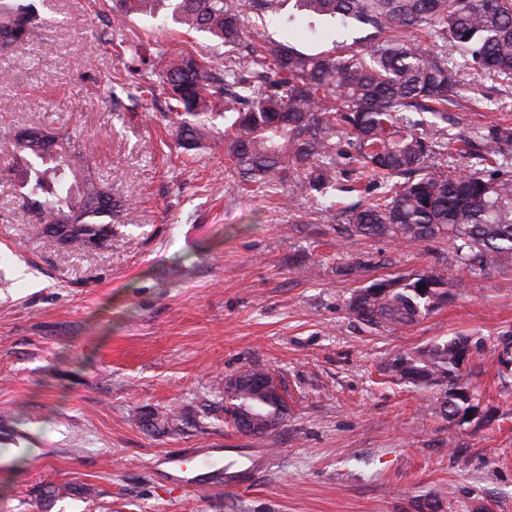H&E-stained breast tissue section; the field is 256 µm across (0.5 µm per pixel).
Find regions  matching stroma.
<instances>
[{
  "mask_svg": "<svg viewBox=\"0 0 512 512\" xmlns=\"http://www.w3.org/2000/svg\"><path fill=\"white\" fill-rule=\"evenodd\" d=\"M45 29L0 55V134L65 129L96 174L132 204L106 249L63 256L35 224L0 153V512H512V261L471 274L448 244L366 238L339 249L344 216L312 197L294 208L224 171L223 120L199 151L177 144L163 94L147 96L128 51L195 50L210 35L110 0H45ZM127 46L120 54L116 45ZM91 57L93 68L76 62ZM449 130L512 122V86L463 75ZM372 260L355 274L356 254ZM443 269L450 296L413 325L368 324L356 289ZM458 336L477 410L449 422L430 390L389 379L401 353ZM269 370L288 415L266 435L224 422V380ZM174 411L182 431L152 427ZM184 448L267 453L252 486L172 483L159 460Z\"/></svg>",
  "mask_w": 512,
  "mask_h": 512,
  "instance_id": "stroma-1",
  "label": "stroma"
}]
</instances>
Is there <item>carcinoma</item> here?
Wrapping results in <instances>:
<instances>
[{"label":"carcinoma","mask_w":512,"mask_h":512,"mask_svg":"<svg viewBox=\"0 0 512 512\" xmlns=\"http://www.w3.org/2000/svg\"><path fill=\"white\" fill-rule=\"evenodd\" d=\"M127 17L170 14L188 32H206L235 54L213 61L198 53L171 60L162 52L133 55L146 74L141 93L161 85L176 118L180 147L204 139L206 121L222 117L224 172L271 187L291 170L294 194H319L324 211L341 203L336 184L337 139L346 138L360 164L362 203L347 211V241L386 237L446 240L462 270L482 271L512 259V163L499 155L453 172L438 157L471 156L469 141L427 138L460 97L461 71L512 83V0H112ZM334 27L336 50L307 53L288 41L246 42L248 13ZM45 26L28 0H0V33L23 47ZM459 53L454 68L448 50ZM479 135L512 147V123L479 127ZM18 175L22 204L68 255L93 242L106 246L112 214L131 206L94 176L62 130L29 127L0 141ZM448 301V278L426 270L409 282L385 279L354 291L349 310L371 324L416 322ZM470 337L434 342L399 354L391 376L435 390L448 421L473 409L470 371L461 363ZM224 413L241 433L262 436L286 417L285 390L261 367L224 379Z\"/></svg>","instance_id":"cac0c4a2"}]
</instances>
